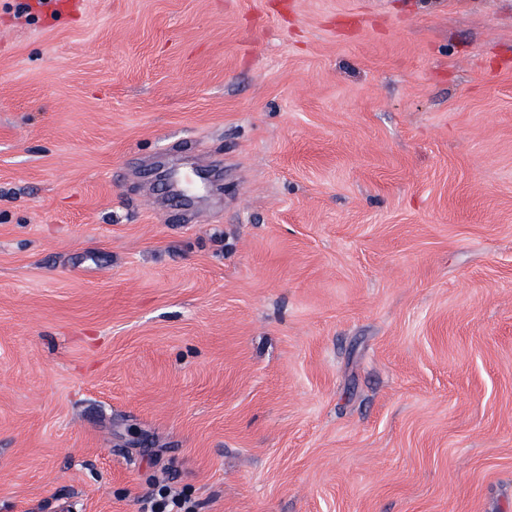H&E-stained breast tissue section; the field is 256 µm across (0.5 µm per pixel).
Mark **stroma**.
Instances as JSON below:
<instances>
[{
    "mask_svg": "<svg viewBox=\"0 0 512 512\" xmlns=\"http://www.w3.org/2000/svg\"><path fill=\"white\" fill-rule=\"evenodd\" d=\"M160 484L512 512V0H0V512Z\"/></svg>",
    "mask_w": 512,
    "mask_h": 512,
    "instance_id": "1",
    "label": "stroma"
}]
</instances>
